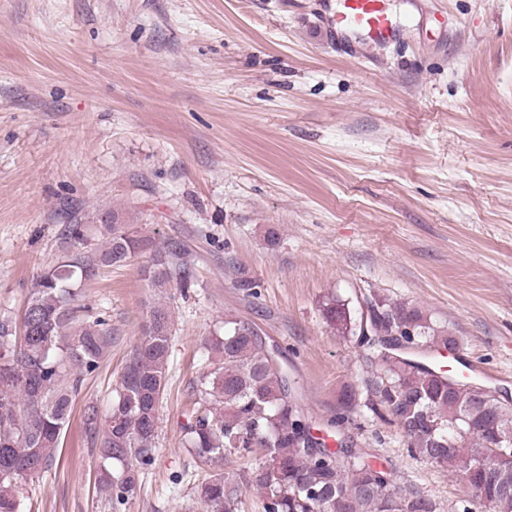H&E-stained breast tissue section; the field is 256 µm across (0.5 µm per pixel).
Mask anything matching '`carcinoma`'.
I'll return each mask as SVG.
<instances>
[{
	"mask_svg": "<svg viewBox=\"0 0 512 512\" xmlns=\"http://www.w3.org/2000/svg\"><path fill=\"white\" fill-rule=\"evenodd\" d=\"M101 243L71 255L37 276L20 326L0 321V512H17L23 483L55 465L61 434L84 377L112 348V326L85 318L82 284L101 266H125L146 245L113 210L101 212ZM141 275L158 292L147 307L140 336L115 382L104 417L88 409L85 420L99 438L103 466L98 488L112 512L141 488L158 443L174 326L164 294L188 287L187 251L169 243ZM374 331L364 337L378 388L365 407L395 423L408 453L448 468L487 512H512V460L486 467L493 448L512 451V401L478 394L480 384L447 368L441 352L457 350V337L437 329L422 310L374 302ZM323 314L343 337L361 333V315L336 296ZM222 366L203 373L194 387L197 408L183 425L189 446L204 463L246 454L259 463L240 477L217 471L197 485L206 512H240V483L264 499V512H439L434 499L394 484L391 471L353 447L344 433L357 406L342 393L326 434L330 448L311 439L314 427L300 401L281 347L256 325L224 318V336L209 340Z\"/></svg>",
	"mask_w": 512,
	"mask_h": 512,
	"instance_id": "1",
	"label": "carcinoma"
}]
</instances>
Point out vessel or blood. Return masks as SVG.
Here are the masks:
<instances>
[{"label":"vessel or blood","mask_w":512,"mask_h":512,"mask_svg":"<svg viewBox=\"0 0 512 512\" xmlns=\"http://www.w3.org/2000/svg\"><path fill=\"white\" fill-rule=\"evenodd\" d=\"M324 21L345 32L364 34V44L369 48L393 42L398 37L386 0H339L337 12L325 15Z\"/></svg>","instance_id":"vessel-or-blood-1"}]
</instances>
